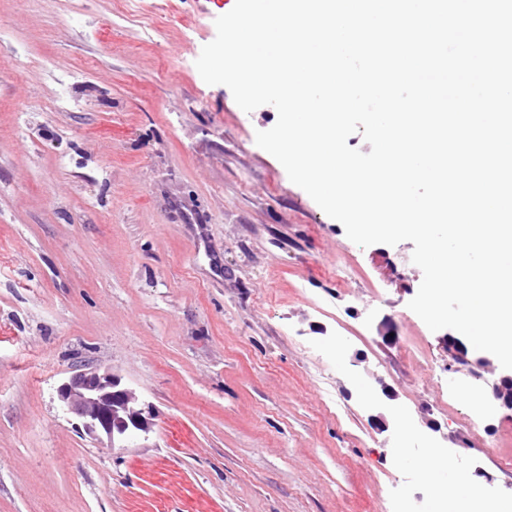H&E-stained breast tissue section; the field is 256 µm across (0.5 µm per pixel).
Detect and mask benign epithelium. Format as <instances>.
<instances>
[{
    "label": "benign epithelium",
    "mask_w": 512,
    "mask_h": 512,
    "mask_svg": "<svg viewBox=\"0 0 512 512\" xmlns=\"http://www.w3.org/2000/svg\"><path fill=\"white\" fill-rule=\"evenodd\" d=\"M440 343L452 360L477 370L495 369L487 356H475L458 337L446 333ZM64 412L79 421L83 434L93 439L106 438L109 447H123L139 437H147L154 417L152 407L141 402L135 392L121 384L109 369L84 364L57 388ZM493 403L503 411H512V370L499 372L493 385Z\"/></svg>",
    "instance_id": "obj_1"
}]
</instances>
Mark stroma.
<instances>
[{"mask_svg": "<svg viewBox=\"0 0 512 512\" xmlns=\"http://www.w3.org/2000/svg\"><path fill=\"white\" fill-rule=\"evenodd\" d=\"M230 9L0 0V512H426L361 402L384 385L512 503V423L409 309L413 243L352 242L257 145L276 109L199 74ZM87 363L152 406L147 438L80 433L56 389Z\"/></svg>", "mask_w": 512, "mask_h": 512, "instance_id": "obj_1", "label": "stroma"}]
</instances>
